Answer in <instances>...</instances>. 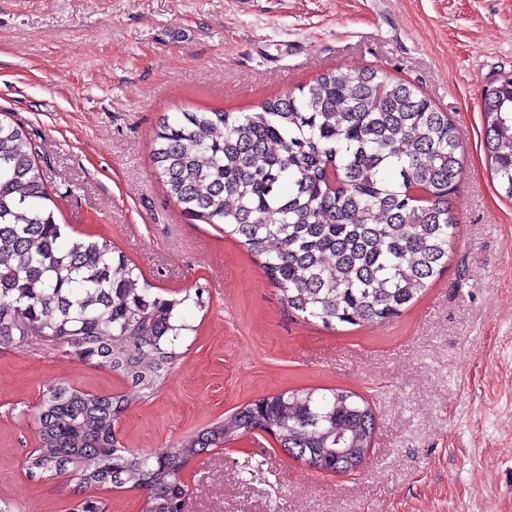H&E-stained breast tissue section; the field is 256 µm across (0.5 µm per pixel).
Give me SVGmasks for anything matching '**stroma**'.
Segmentation results:
<instances>
[{"instance_id":"35a3bbf8","label":"stroma","mask_w":512,"mask_h":512,"mask_svg":"<svg viewBox=\"0 0 512 512\" xmlns=\"http://www.w3.org/2000/svg\"><path fill=\"white\" fill-rule=\"evenodd\" d=\"M373 67L455 124L464 168L448 268L391 321L291 313L222 225L185 215L155 175L163 116L252 111L322 71ZM512 72V0H0V112L37 145L59 223L110 240L156 292L203 288L159 389L121 442L157 453L284 390L342 388L372 407L359 473H318L257 434L191 459L184 512H512V202L481 140L484 86ZM65 383L127 391L44 339L0 345V500L70 512L77 483L30 477L32 411Z\"/></svg>"}]
</instances>
